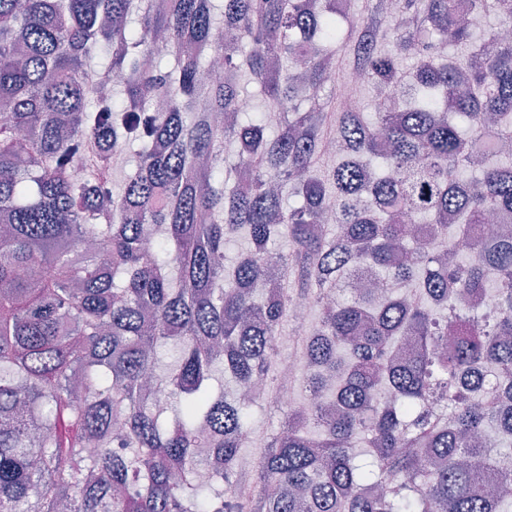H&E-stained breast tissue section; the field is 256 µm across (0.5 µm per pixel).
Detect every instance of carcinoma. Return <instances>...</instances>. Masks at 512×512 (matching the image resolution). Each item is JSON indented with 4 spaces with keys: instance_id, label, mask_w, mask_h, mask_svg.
<instances>
[{
    "instance_id": "carcinoma-1",
    "label": "carcinoma",
    "mask_w": 512,
    "mask_h": 512,
    "mask_svg": "<svg viewBox=\"0 0 512 512\" xmlns=\"http://www.w3.org/2000/svg\"><path fill=\"white\" fill-rule=\"evenodd\" d=\"M367 3L343 30L335 0H224L219 25L212 0H0V512H505L488 478H512V448L495 452L512 439V235L475 227L512 215V164L488 163L512 156V40L457 62L433 52L472 41L456 0ZM475 12L502 27L512 0ZM336 43L385 105L337 113L348 154L323 172L328 110L309 95L334 87ZM97 56L123 100L88 79ZM244 70L272 138L240 122ZM239 233L252 248L227 268ZM365 272L378 287L341 298ZM286 324L320 397L304 411L271 373ZM258 402L285 422L244 470Z\"/></svg>"
}]
</instances>
